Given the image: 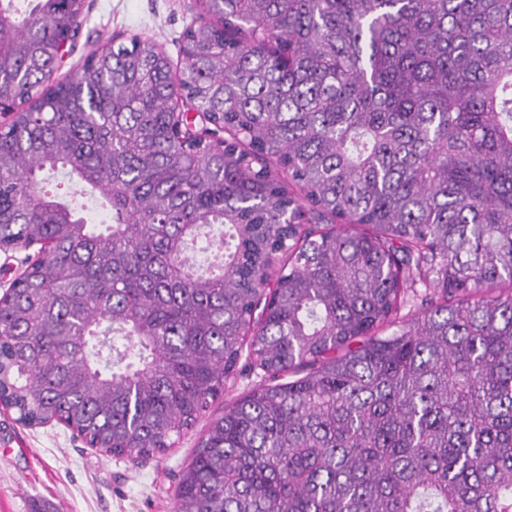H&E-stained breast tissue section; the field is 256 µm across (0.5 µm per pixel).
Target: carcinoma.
<instances>
[{
  "label": "carcinoma",
  "instance_id": "obj_1",
  "mask_svg": "<svg viewBox=\"0 0 512 512\" xmlns=\"http://www.w3.org/2000/svg\"><path fill=\"white\" fill-rule=\"evenodd\" d=\"M27 2L0 0V252L53 251L0 300V402L135 460L247 348L269 383L176 512H512V289L467 297L512 286V0H203L181 71L133 37L55 84L84 0ZM410 280L441 301L374 335Z\"/></svg>",
  "mask_w": 512,
  "mask_h": 512
}]
</instances>
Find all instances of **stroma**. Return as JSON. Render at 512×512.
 Returning <instances> with one entry per match:
<instances>
[{
    "mask_svg": "<svg viewBox=\"0 0 512 512\" xmlns=\"http://www.w3.org/2000/svg\"><path fill=\"white\" fill-rule=\"evenodd\" d=\"M199 17L196 0H85L81 30L52 78L71 76L103 46L135 36L180 62L183 33ZM266 381L262 370L239 362L223 394L172 448L134 462L89 447L60 424L25 425L0 405V512H174L179 477L210 422Z\"/></svg>",
    "mask_w": 512,
    "mask_h": 512,
    "instance_id": "35a3bbf8",
    "label": "stroma"
}]
</instances>
